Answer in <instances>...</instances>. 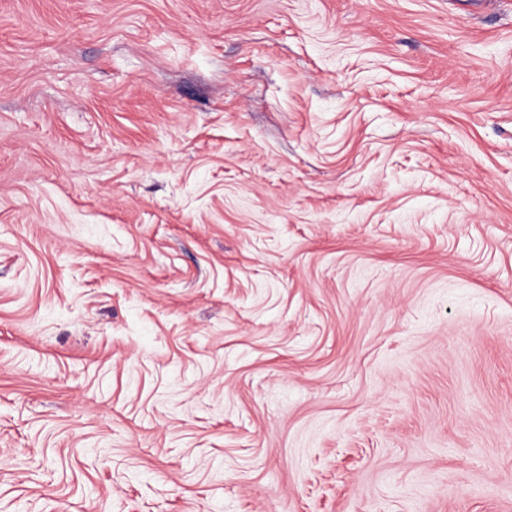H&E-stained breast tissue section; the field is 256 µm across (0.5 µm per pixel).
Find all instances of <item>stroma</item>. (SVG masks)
Here are the masks:
<instances>
[{
  "instance_id": "stroma-1",
  "label": "stroma",
  "mask_w": 512,
  "mask_h": 512,
  "mask_svg": "<svg viewBox=\"0 0 512 512\" xmlns=\"http://www.w3.org/2000/svg\"><path fill=\"white\" fill-rule=\"evenodd\" d=\"M0 512H512V0H0Z\"/></svg>"
}]
</instances>
